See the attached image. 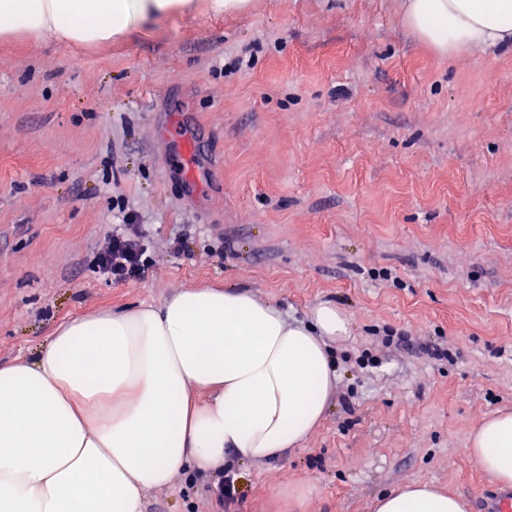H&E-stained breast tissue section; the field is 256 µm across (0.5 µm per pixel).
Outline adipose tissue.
<instances>
[{
	"label": "adipose tissue",
	"mask_w": 512,
	"mask_h": 512,
	"mask_svg": "<svg viewBox=\"0 0 512 512\" xmlns=\"http://www.w3.org/2000/svg\"><path fill=\"white\" fill-rule=\"evenodd\" d=\"M189 0H0V35L95 45ZM404 22L442 57L512 45V0H406ZM333 306L309 324L248 291L184 288L162 303L59 325L33 358L0 362V512H142L147 490L236 461L270 462L317 429L336 383ZM468 453L512 486V411L482 420ZM372 512H465L406 482Z\"/></svg>",
	"instance_id": "ef3b65f1"
}]
</instances>
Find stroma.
<instances>
[{"label": "stroma", "instance_id": "stroma-1", "mask_svg": "<svg viewBox=\"0 0 512 512\" xmlns=\"http://www.w3.org/2000/svg\"><path fill=\"white\" fill-rule=\"evenodd\" d=\"M405 0H208L98 45L0 39V361L58 325L241 287L289 323L336 306L348 335L325 419L238 501L194 472L144 512H370L427 481L481 512L499 486L470 433L512 409V51L441 57ZM135 215L143 277L94 273Z\"/></svg>", "mask_w": 512, "mask_h": 512}]
</instances>
